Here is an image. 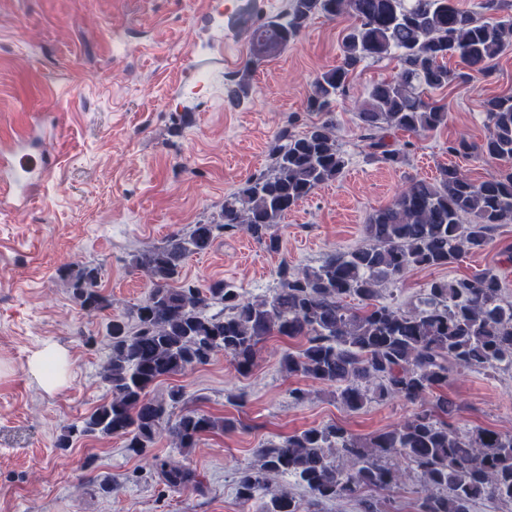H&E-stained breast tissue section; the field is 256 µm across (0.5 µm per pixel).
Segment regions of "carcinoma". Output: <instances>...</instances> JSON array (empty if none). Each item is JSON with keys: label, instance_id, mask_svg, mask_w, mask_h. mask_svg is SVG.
I'll return each instance as SVG.
<instances>
[{"label": "carcinoma", "instance_id": "carcinoma-1", "mask_svg": "<svg viewBox=\"0 0 512 512\" xmlns=\"http://www.w3.org/2000/svg\"><path fill=\"white\" fill-rule=\"evenodd\" d=\"M483 8L493 15L480 17L455 0H290L285 11L254 28L255 54L230 77L244 98L262 58L288 48L310 20L355 19L342 40L341 63L311 83L306 113L315 120L299 131L301 115L288 117L268 144L270 169L227 196L218 220L192 224L134 256L132 266L145 273L152 290L109 325L101 377L110 398L66 426L57 447L69 448L85 436H116L129 455L144 456L163 432L172 447L184 449L203 434L224 431L223 419L186 407L182 388L161 399L151 397L150 388L208 364L219 352L248 372L260 345L274 334L303 339L283 357L285 371L336 386L350 411L394 396L423 403L460 368L512 370V301L503 298L494 271L432 280L409 311L378 300L383 285L413 268L445 267L466 252L482 251L496 226L512 222V95L485 101L491 134L482 144L448 141L450 155L503 163L499 174L475 181L448 165L432 180L410 179L363 225L369 244L336 249L313 268L282 261L278 287L261 300L245 298L222 280L203 288L181 277V261L226 232L243 230L268 250H279L282 218L347 166L334 106L362 62H396L394 75L372 87L358 112L370 157L391 166L404 161L402 150L388 148L390 130L420 136L447 126V109L425 97V91L456 80L447 61L458 58L485 75L491 61L512 48V4L484 0ZM99 279L97 267L71 270L70 287L86 311L108 307ZM351 299L361 306H350ZM214 304L222 305L217 313L209 312ZM450 414L448 398L440 396L403 424L368 438L329 424L269 442L257 449L256 462L237 470V496L245 503L268 496L263 512H302L292 494L269 487L268 476L281 474L307 490L312 506L348 499L360 501L364 512H379L364 493L416 474L417 512H472L481 498L511 504L512 433L480 427L462 432L443 419ZM155 467L168 487L204 493L199 475L174 458L158 459Z\"/></svg>", "mask_w": 512, "mask_h": 512}]
</instances>
